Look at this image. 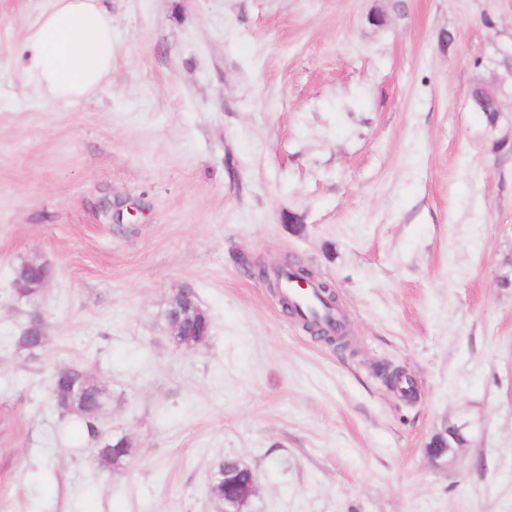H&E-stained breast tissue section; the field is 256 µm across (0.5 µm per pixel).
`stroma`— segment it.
Instances as JSON below:
<instances>
[{
	"instance_id": "obj_1",
	"label": "stroma",
	"mask_w": 512,
	"mask_h": 512,
	"mask_svg": "<svg viewBox=\"0 0 512 512\" xmlns=\"http://www.w3.org/2000/svg\"><path fill=\"white\" fill-rule=\"evenodd\" d=\"M106 4L110 82L63 102L23 72L51 0H0V512H224L227 457L258 475L248 512H512V0ZM287 258L335 288L343 345L254 271ZM184 288L197 348L165 317ZM73 365L122 468L65 432L47 385ZM32 264L42 265L37 262H34L33 260L23 263L20 269L18 270L14 280L16 286L15 290L17 294L24 298H31L34 295L38 294L40 290L39 288H45L49 282V275H47V271L44 267L42 269V274L38 282V288H32L33 286L24 280L23 274L25 270ZM12 345L18 354L32 355L41 350L46 342L43 324L32 318L21 329L18 336H12ZM456 429L457 431H452L449 434L446 429L444 433L434 436L428 443V457L434 464L447 465L448 456L453 453V446L448 441V435L455 442L461 441L463 439L462 435L460 434V429Z\"/></svg>"
}]
</instances>
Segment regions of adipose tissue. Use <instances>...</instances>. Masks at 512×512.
<instances>
[{"label": "adipose tissue", "mask_w": 512, "mask_h": 512, "mask_svg": "<svg viewBox=\"0 0 512 512\" xmlns=\"http://www.w3.org/2000/svg\"><path fill=\"white\" fill-rule=\"evenodd\" d=\"M28 72L50 96L70 101L112 75V17L103 0H54L25 37Z\"/></svg>", "instance_id": "ef3b65f1"}]
</instances>
